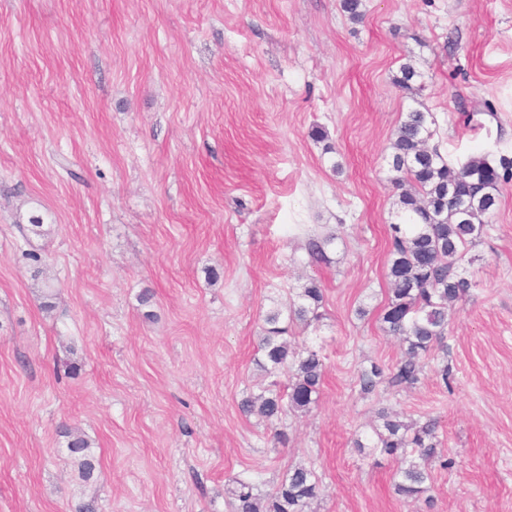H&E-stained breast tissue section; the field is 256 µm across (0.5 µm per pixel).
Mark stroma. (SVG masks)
<instances>
[{
  "mask_svg": "<svg viewBox=\"0 0 512 512\" xmlns=\"http://www.w3.org/2000/svg\"><path fill=\"white\" fill-rule=\"evenodd\" d=\"M363 10L0 0V512H233L234 479L261 497L300 464L320 478L307 512H512V184L419 382L357 383L402 352L377 319L392 134L416 108L451 164L512 155V0ZM405 63L411 93L392 82ZM330 233L328 263L309 264L308 237ZM310 277L323 317L289 340L325 376L280 444L240 404L264 381L263 312ZM382 410L437 421L453 464L434 468L432 503L403 501L398 462L354 447Z\"/></svg>",
  "mask_w": 512,
  "mask_h": 512,
  "instance_id": "obj_1",
  "label": "stroma"
}]
</instances>
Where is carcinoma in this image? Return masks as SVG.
I'll use <instances>...</instances> for the list:
<instances>
[{"label": "carcinoma", "mask_w": 512, "mask_h": 512, "mask_svg": "<svg viewBox=\"0 0 512 512\" xmlns=\"http://www.w3.org/2000/svg\"><path fill=\"white\" fill-rule=\"evenodd\" d=\"M419 77L412 65L404 64L393 83L412 91ZM433 125L431 113L411 109L401 117L390 144V183L397 192L399 222L390 225L387 265L391 288L379 320L385 332L400 338L404 354L388 372L375 362L358 370L364 395L374 393L383 382L402 388L418 382L423 369L420 359L448 335V307L473 287L465 269L470 262L468 251L485 235L488 218L499 207L501 186L512 182V157L507 155L495 163L482 155L472 156L451 166L438 147L429 146L436 134ZM334 240L333 235L308 239L309 262H328L327 248ZM323 299L321 282L312 278L297 299L266 312L258 344L259 366L268 376H287V385L282 390L273 381L247 397L242 402L244 413L283 424L288 413L308 412L316 403L325 373L324 357L312 349L302 354L292 351L286 335L297 322L318 320ZM380 419L371 448L401 461L395 493L405 499L431 501L436 422L429 419L417 426L385 412ZM68 448L84 477H90L93 464L85 454L88 441L75 435ZM236 484L234 512H305L320 489L315 470L305 466L288 470L263 499L254 497L250 483L239 479Z\"/></svg>", "instance_id": "obj_1"}]
</instances>
